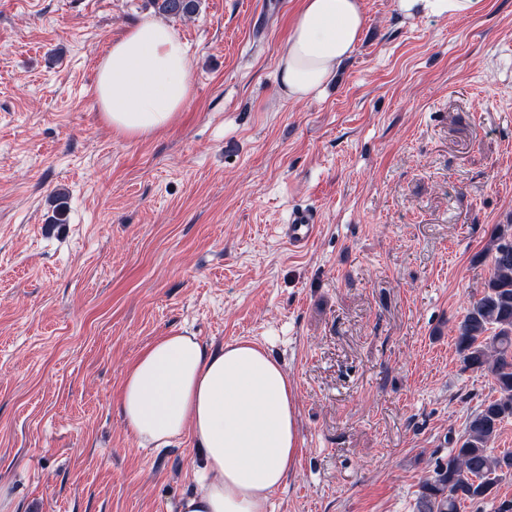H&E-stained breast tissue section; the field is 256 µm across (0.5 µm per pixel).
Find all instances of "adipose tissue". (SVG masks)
I'll list each match as a JSON object with an SVG mask.
<instances>
[{"instance_id": "obj_1", "label": "adipose tissue", "mask_w": 512, "mask_h": 512, "mask_svg": "<svg viewBox=\"0 0 512 512\" xmlns=\"http://www.w3.org/2000/svg\"><path fill=\"white\" fill-rule=\"evenodd\" d=\"M485 0H393L400 20L467 18ZM362 0H302L277 63L293 102L318 98L357 48ZM101 118L119 135L148 137L172 127L193 93L186 43L158 17L143 15L97 64ZM121 414L141 446L190 437L200 450L195 487L179 512H270L299 454L295 390L260 344L218 348L173 331L139 353L122 382Z\"/></svg>"}]
</instances>
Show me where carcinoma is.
Instances as JSON below:
<instances>
[{"label": "carcinoma", "mask_w": 512, "mask_h": 512, "mask_svg": "<svg viewBox=\"0 0 512 512\" xmlns=\"http://www.w3.org/2000/svg\"><path fill=\"white\" fill-rule=\"evenodd\" d=\"M158 11L189 17L198 0H154ZM492 273L482 296L457 328L456 346L466 369L486 372L498 396L484 402L466 425L448 460L437 464L416 503V512H458L461 503H479L512 475V453H492L501 423L512 417V235L496 236Z\"/></svg>", "instance_id": "carcinoma-1"}]
</instances>
